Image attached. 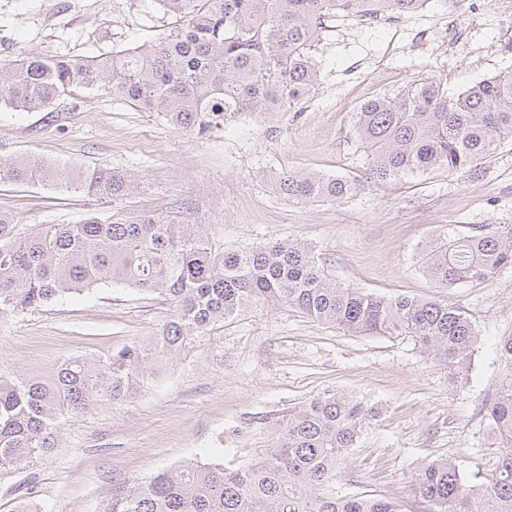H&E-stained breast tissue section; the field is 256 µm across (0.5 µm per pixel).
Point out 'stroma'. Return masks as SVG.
<instances>
[{
    "label": "stroma",
    "instance_id": "1",
    "mask_svg": "<svg viewBox=\"0 0 512 512\" xmlns=\"http://www.w3.org/2000/svg\"><path fill=\"white\" fill-rule=\"evenodd\" d=\"M454 0H428L403 27L351 20L320 32L312 49L319 81L275 116L253 113L217 124L205 138L154 112L78 86L53 114L0 106V161L35 155L67 166L134 172L139 186L117 203L46 183L0 182V210L19 235L88 214L119 221L152 211L202 225L224 247L276 240L314 247L337 283L386 298L434 297L464 310L478 341L468 378L404 336L352 335L289 307L250 309L218 323L138 394L67 419L50 455L0 469V512H102L113 491L138 486L186 462L245 465L278 444L276 422L313 397L337 392L375 407L341 468L339 490L405 502L411 472L448 458L463 474L499 454L485 406L508 371L499 352L512 336V268L492 280L442 290L423 272L425 255L449 227L512 224V141L476 174L365 179V154L351 132L358 106L414 80H442L449 96L512 71V35L496 16L467 22L448 47ZM176 25L157 0H0V61L35 53L108 55L155 42ZM286 172L363 181L341 201L281 194ZM172 314L162 297L102 285L0 321V371L47 374L62 357H104L148 343Z\"/></svg>",
    "mask_w": 512,
    "mask_h": 512
}]
</instances>
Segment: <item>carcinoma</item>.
<instances>
[{
    "label": "carcinoma",
    "mask_w": 512,
    "mask_h": 512,
    "mask_svg": "<svg viewBox=\"0 0 512 512\" xmlns=\"http://www.w3.org/2000/svg\"><path fill=\"white\" fill-rule=\"evenodd\" d=\"M178 25L149 46L83 59L32 54L0 63V105L51 112L84 86L158 112L202 138L247 112L273 115L306 98L317 82L311 55L322 21L338 11L407 15L429 0H158ZM353 134L373 181L475 167L512 139V75L481 80L448 97L425 77L373 98L355 113ZM0 181H49L113 202L134 189L133 175L100 166L60 168L33 155L0 163ZM280 191L301 201L347 199L359 184L342 177L288 172ZM14 216L0 212V320L66 294L112 283L158 294L173 314L148 345L105 358L68 357L46 377L0 372V467H20L57 447L64 420L100 401L121 403L140 376L161 367L218 322L248 308L288 306L360 335L412 338L462 382L478 336L468 314L437 299H385L336 284L304 242L244 249L213 247L200 224H175L153 212L124 222L91 215L46 224L18 238ZM512 268V225L459 230L426 254L435 288L486 282ZM372 411L354 399L318 395L288 414L278 446L237 469L221 462L160 471L112 493L103 512H405L402 501L336 490L340 467ZM503 452L493 469L465 478L441 459L411 476L419 512H512V374L486 405Z\"/></svg>",
    "instance_id": "obj_1"
}]
</instances>
